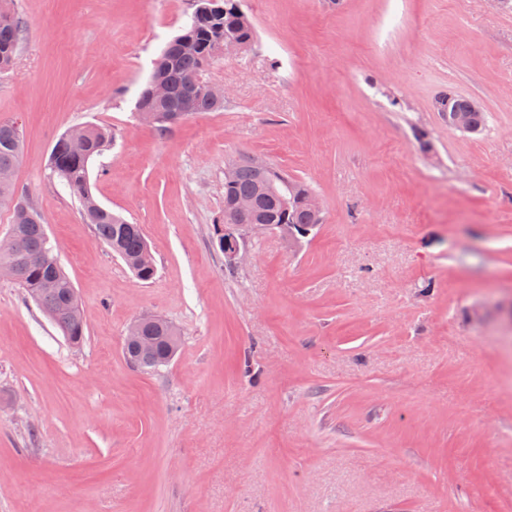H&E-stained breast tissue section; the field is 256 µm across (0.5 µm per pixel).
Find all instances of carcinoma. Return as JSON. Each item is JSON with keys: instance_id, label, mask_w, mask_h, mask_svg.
Returning <instances> with one entry per match:
<instances>
[{"instance_id": "obj_1", "label": "carcinoma", "mask_w": 512, "mask_h": 512, "mask_svg": "<svg viewBox=\"0 0 512 512\" xmlns=\"http://www.w3.org/2000/svg\"><path fill=\"white\" fill-rule=\"evenodd\" d=\"M240 0H218L208 12L194 11L181 33L170 40L154 60V72L165 76L168 97L162 104L151 106L149 112H137L140 121L158 134L170 131L159 120V110L179 107L190 102L196 112H217L224 104L212 101L206 94L192 88L191 79L199 74L218 54L228 32L248 43L254 41L255 28L249 16L236 8ZM24 34V24L9 7V0H0V71L13 62ZM442 102L449 111L465 114L471 134L481 133L487 124V114L473 106L472 100L450 90L442 93ZM85 136L92 155L98 156L110 141V132L99 126L86 127ZM23 147V133L14 121L0 120V172H14ZM50 169L60 182L82 203L84 219L95 228L98 238L112 253L119 256L142 281L156 275L155 261L139 229L109 209L102 210L90 191L88 156L77 153L65 137H60L52 149ZM313 192L311 185L288 176L269 163L259 170L252 162L242 159L236 165L232 179L224 181V204L237 198H249L255 203V224H317V217L301 202L300 197ZM15 239L0 245V274L12 280L28 296L36 300L41 311L61 331L72 346L85 341L86 321L80 306L73 303L75 287L61 265L43 266L36 256L51 247L44 229V220L33 206L16 208L11 214ZM144 330L162 337L153 357L139 360L145 370L168 364L177 354L181 331L168 320L154 316Z\"/></svg>"}]
</instances>
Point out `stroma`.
Returning a JSON list of instances; mask_svg holds the SVG:
<instances>
[{
    "label": "stroma",
    "instance_id": "stroma-1",
    "mask_svg": "<svg viewBox=\"0 0 512 512\" xmlns=\"http://www.w3.org/2000/svg\"><path fill=\"white\" fill-rule=\"evenodd\" d=\"M0 72L15 172L87 330L73 347L0 277V512H512V9L488 0H244L247 51L202 78L224 107L158 135L141 86L193 0H13ZM482 134L449 127L446 89ZM107 128L104 207L140 225L139 280L53 176L58 138ZM310 183L301 245L214 244L224 166ZM182 331L167 365L126 362L128 326ZM11 1H0V71L13 62L24 34V24L8 7ZM441 105L446 102V110L459 111L465 114L468 128H466L465 118L462 113H456L451 116L450 127L459 131L467 129L466 133L480 134L486 127L487 114L479 107H473L471 99L462 97L456 92L448 89L442 94Z\"/></svg>",
    "mask_w": 512,
    "mask_h": 512
}]
</instances>
